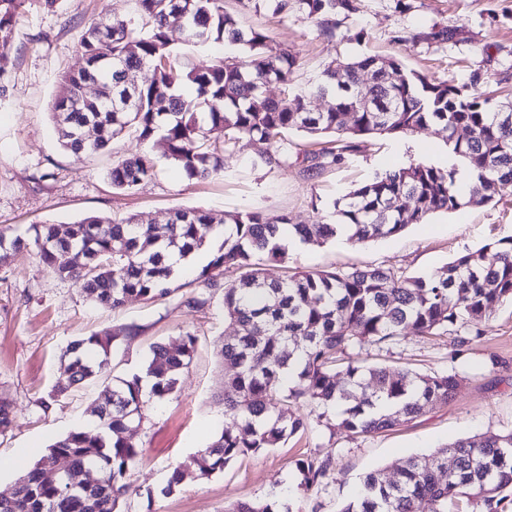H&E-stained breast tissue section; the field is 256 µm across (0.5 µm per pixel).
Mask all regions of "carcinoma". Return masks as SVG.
<instances>
[{
    "mask_svg": "<svg viewBox=\"0 0 512 512\" xmlns=\"http://www.w3.org/2000/svg\"><path fill=\"white\" fill-rule=\"evenodd\" d=\"M137 19L103 16L82 34L84 66L65 74L51 112L62 149L75 158L104 150L126 135L146 143L160 136L163 160L192 179L206 180L224 170V149L260 141L274 146L262 157L270 168L290 164V131L333 137L331 146L305 155L310 170L338 164L357 151V139L415 132L431 124L448 130V166L411 163L376 173L333 202L336 222L294 224L287 214L270 218L261 211L214 217L201 208H178L167 224H141L137 216L114 219L89 215L65 226L44 222L29 227V237L0 227V267L28 243L53 275L82 282L95 304L116 308L130 297L154 301L201 283L182 304L202 308L223 289L224 320L235 336L224 342V416L235 428L224 429L197 452L189 465L175 470L168 487L186 472L207 480L231 461L285 443L307 431L312 421L289 413L303 402L320 410L325 428H344L367 436L412 420L448 403L458 379L454 374L420 373L409 368L367 366L355 350L390 344L410 328L422 336L439 332L482 335L494 305L512 304V238L458 256L426 275H406L391 268L319 270L281 276L286 258L284 236L323 244L347 230L361 241L397 236L438 212L464 205L488 204L512 188V101L492 102L467 92L466 86L429 79L398 60L383 72L375 56L342 59L343 74L329 63L316 82L294 88L297 58L268 44L260 31L243 30L237 15L224 11L223 0H135ZM29 0H0V75L10 65L7 51L17 18ZM258 13L300 9L324 33L354 11L352 0H247ZM223 41L246 47L203 69H185L173 54L178 44ZM152 71L137 84L131 74ZM101 85L96 98L84 88ZM278 83L291 95L274 100L264 88ZM333 93L334 108L312 112L314 93ZM160 159L148 151L112 163L107 178L119 191H132L154 176ZM408 199L405 209L399 200ZM224 225V240L195 278L176 283L170 249L181 258L205 248ZM84 257L78 266L73 252ZM235 277L229 279L226 273ZM119 333L102 330L73 342L66 383L56 395L109 369L112 341ZM196 336L187 331L178 344L151 347L143 391L141 377L118 378L104 386L94 407L96 426L74 428L55 439L16 482L0 512H119L120 500L138 450L124 434L140 421L146 407L167 401L176 374L194 354ZM343 375L346 385L338 386ZM338 423H333V419ZM14 422L10 396L0 393V434ZM69 462L56 470L57 459ZM328 462L302 460L300 489L309 491L327 476ZM88 467L98 482L84 483ZM512 504V430L475 435L446 444L424 457H413L391 475L374 470L360 480L357 494L340 512H506ZM230 512H275L260 500H243Z\"/></svg>",
    "mask_w": 512,
    "mask_h": 512,
    "instance_id": "1",
    "label": "carcinoma"
}]
</instances>
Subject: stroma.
Instances as JSON below:
<instances>
[{"label":"stroma","instance_id":"35a3bbf8","mask_svg":"<svg viewBox=\"0 0 512 512\" xmlns=\"http://www.w3.org/2000/svg\"><path fill=\"white\" fill-rule=\"evenodd\" d=\"M355 10L325 35L300 10L275 15L254 12L241 0H224L243 29H259L269 44L297 57L296 85H306L331 60L375 55L398 59L409 69L493 90L512 98V0H353ZM118 20L133 14V0H33L22 13L8 44L11 64L0 85V227L26 235L33 224H68L91 214L147 223H167L176 208L201 207L215 216L260 210L289 214L293 223L325 218L335 199L376 172L412 162L448 164V133L431 125L408 135L362 138L355 155L317 172L297 161L269 169L260 158L268 144L254 142L224 153V173L208 180L188 178L161 163L156 176L132 192L114 190L106 173L115 159L141 151L125 136L104 151L74 158L59 146L51 105L64 73L80 69L82 33L98 15ZM447 28L444 42L425 40L432 26ZM512 238V195L487 205L437 213L403 234L357 241L339 237L322 245L288 247L280 274L294 271L386 266L426 274L455 257L501 238ZM118 330L112 342L110 378L144 372L153 343L175 344L193 333L196 349L183 368L172 399L148 406L142 422L126 437L139 455L128 473L134 492L121 512H230L244 499L290 507L291 512H339L356 495L359 479L373 470H392L410 456L477 434L512 430V305L496 306L483 336L451 358L450 333H407L383 348L365 347L366 365L404 367L428 373H455L459 384L448 404L396 427L367 436L345 429L312 426L283 446L239 458L223 472L200 481L186 475L174 491L166 486L173 471L206 448L229 421L224 417V365L219 351L232 331L224 320L221 296L192 310L181 294L149 303L129 298L112 310L89 300L80 283L48 272L35 251L19 250L0 268V391L14 400L15 420L0 435V457L31 444L48 446L73 428H92L101 381L52 391L65 374L61 356L72 341L101 330ZM329 462L328 476L302 492L300 459Z\"/></svg>","mask_w":512,"mask_h":512}]
</instances>
